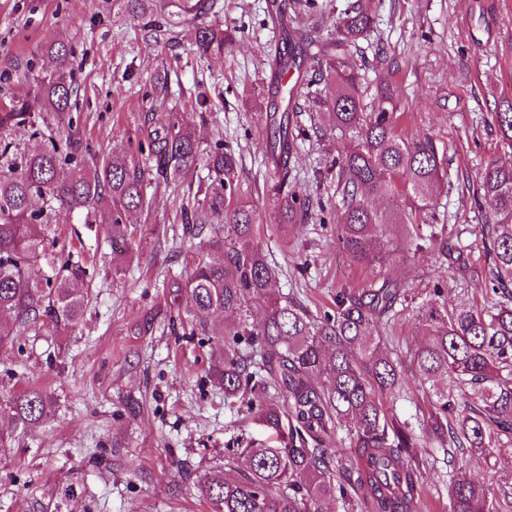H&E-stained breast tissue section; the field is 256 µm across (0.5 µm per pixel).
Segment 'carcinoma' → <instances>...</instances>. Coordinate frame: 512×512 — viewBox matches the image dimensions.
Listing matches in <instances>:
<instances>
[{
	"instance_id": "carcinoma-1",
	"label": "carcinoma",
	"mask_w": 512,
	"mask_h": 512,
	"mask_svg": "<svg viewBox=\"0 0 512 512\" xmlns=\"http://www.w3.org/2000/svg\"><path fill=\"white\" fill-rule=\"evenodd\" d=\"M112 6L146 22L155 35L194 30L201 56L224 52L237 33L217 21V0H112ZM373 27V14L356 0L336 15L328 37L302 34L279 58L278 69L285 72L296 59H311L315 74L335 90L322 101L299 85H274V94L286 100L283 111L266 116L267 159L278 177L272 186L274 223L286 231L316 219L310 201L290 186L294 108L303 96L311 110L326 111L330 133L351 134L333 168L341 203L336 240L352 261L373 267L396 253L404 258L432 249L449 268L464 272L463 252L448 251L445 225L420 233L436 212L447 155L430 136L407 139L396 131L402 107L391 78L397 62L381 68L372 101L363 103L362 77L349 56ZM43 52L55 68L40 78L33 95L0 109V317H45L68 332L83 316L87 299L78 282L87 271L55 233L56 212H89L107 198L112 241L124 242L129 215L146 206L144 173L120 156L86 160L90 148L72 139L78 120L76 50L51 40ZM178 106L150 113L147 135L137 144L138 153L172 180L194 171L198 156ZM493 118L512 148V105ZM50 126L66 135L65 147L52 140L26 153L12 138L21 130L36 137ZM208 180L203 198L180 206V218L192 232L220 225L215 243L222 260L197 264L187 278V313L212 344L210 377L224 389V399L246 405L253 421L276 433L277 441L246 439L224 449V464L197 481L199 496L211 512H324L326 503H345L355 494L372 512H413L423 486L416 464L422 444L386 405L403 391V361L385 338L373 335L375 324L408 300L412 272L402 281L341 288L334 308L314 318L281 292L279 274L259 245L262 217L239 195L236 152L220 140L209 151ZM473 193L493 229L481 239L490 301L450 309L445 288L434 285L418 319L423 339L408 351L415 376L428 387L426 444L445 457L464 449L489 457L512 446V164L489 161ZM371 196L388 200L389 208H374ZM35 264L42 269L34 277ZM256 298L265 302L259 321L251 308ZM215 312H230L236 320L210 330L207 318ZM9 405L19 429L51 416L50 396L36 387L16 393ZM343 430L349 447L357 449L354 459L341 460L330 448ZM340 468L348 473L345 484L336 480ZM494 499V485L460 469L448 481L449 512H493Z\"/></svg>"
}]
</instances>
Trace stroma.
<instances>
[{
  "label": "stroma",
  "instance_id": "stroma-1",
  "mask_svg": "<svg viewBox=\"0 0 512 512\" xmlns=\"http://www.w3.org/2000/svg\"><path fill=\"white\" fill-rule=\"evenodd\" d=\"M221 19L237 27L224 53L198 56L191 30L169 41L144 39L137 21L113 15L105 0H0V104L34 89L36 75L54 67L41 51L53 39L77 48L80 122L74 139L97 156L133 155L147 112L149 84L165 80L169 99L203 88L206 108L187 106L184 125L200 152L216 139L236 151L243 198L264 220L274 215L267 169L266 92L271 65L287 49L289 0H220ZM375 27L353 51L366 83L384 60L401 65L392 79L405 108L398 129L406 137L433 136L448 155L447 193L440 207L449 236L474 244L472 230L485 214L472 199L488 161L512 162L493 121L512 102V0H375ZM298 121L295 189L311 199L331 196L328 172L336 144L319 139L310 112ZM149 208L133 215L129 242H112L111 203L102 201L85 229L80 212L59 211V235L80 233L76 250L89 275L88 304L75 331L60 334L46 320L18 325L15 347L0 348V432L13 434L0 455V512H211L194 488L239 438L271 439L245 408L224 400L207 377L209 345L187 335L188 315L177 288L195 263L217 260L208 235L193 236L175 217L194 198L197 180L158 176L144 163ZM336 212L324 223L299 224L288 234L269 230L262 247L281 271L283 294L311 315L329 310L337 289L372 275L403 279L413 267L414 298L376 332L414 346L416 311L436 280L448 282V303L481 298L486 267L470 254L465 275L449 276L436 253L410 265L391 260L377 271L352 263L334 234ZM47 390L53 412L43 425L16 432L7 398L24 386ZM429 489L421 512H448L449 466L421 449ZM468 475L501 487L494 512H512V447L486 459L465 455Z\"/></svg>",
  "mask_w": 512,
  "mask_h": 512
}]
</instances>
